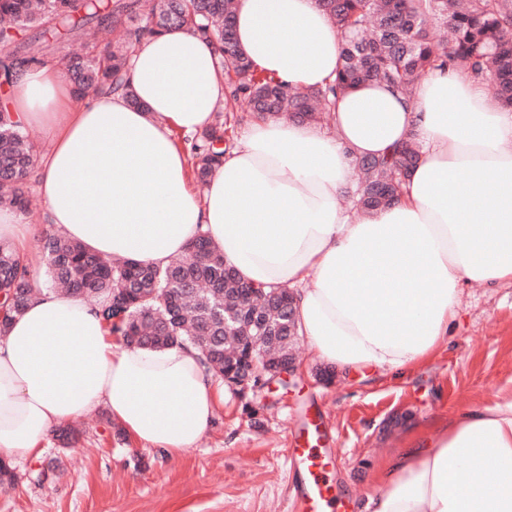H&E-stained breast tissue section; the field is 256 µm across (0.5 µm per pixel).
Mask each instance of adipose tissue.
Returning <instances> with one entry per match:
<instances>
[{
  "label": "adipose tissue",
  "instance_id": "adipose-tissue-1",
  "mask_svg": "<svg viewBox=\"0 0 512 512\" xmlns=\"http://www.w3.org/2000/svg\"><path fill=\"white\" fill-rule=\"evenodd\" d=\"M240 49L295 88L336 78L341 37L318 0H236ZM136 103L72 104L61 70L23 73L8 105L45 122L37 186L51 224L103 256L165 266L206 234L242 280L294 295L299 333L345 373L404 378L440 351L461 286L512 285V110L467 74L435 70L413 99L371 83L340 97L330 129L257 120L207 182L189 185L172 131L225 98L210 46L188 30L137 44ZM415 136L420 159L395 203L346 204L356 162ZM224 391L191 346L124 345L94 306L44 291L0 336V460L38 459L51 432L104 405L133 442L176 457ZM360 512H512V395L416 428Z\"/></svg>",
  "mask_w": 512,
  "mask_h": 512
}]
</instances>
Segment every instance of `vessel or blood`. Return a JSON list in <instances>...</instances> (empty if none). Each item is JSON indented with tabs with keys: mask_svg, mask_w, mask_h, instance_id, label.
Listing matches in <instances>:
<instances>
[{
	"mask_svg": "<svg viewBox=\"0 0 512 512\" xmlns=\"http://www.w3.org/2000/svg\"><path fill=\"white\" fill-rule=\"evenodd\" d=\"M291 455L305 474L302 498L304 512H344L346 503L336 496V490L324 478L329 460L320 449L310 445L292 449Z\"/></svg>",
	"mask_w": 512,
	"mask_h": 512,
	"instance_id": "1",
	"label": "vessel or blood"
}]
</instances>
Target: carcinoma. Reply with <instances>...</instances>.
<instances>
[{
    "mask_svg": "<svg viewBox=\"0 0 512 512\" xmlns=\"http://www.w3.org/2000/svg\"><path fill=\"white\" fill-rule=\"evenodd\" d=\"M342 40L341 68L322 87L298 90L258 72L234 36L235 0H160L152 17L136 22L139 0H0V84L12 86L24 71L52 57L65 69L76 99L120 93L138 105L126 77L122 48L174 30L193 31L212 47L224 71L227 103L258 119L321 123L351 88L378 82L414 97L430 71L462 68L488 85L494 100L512 108V0H319ZM112 30L116 49L99 54L65 51V39L87 24ZM233 126L216 116L185 138L191 173L204 184L222 163ZM420 158L415 137L383 158L358 161L363 174L359 207L369 213L391 205L400 176ZM37 157L20 121L0 110V205L27 207L25 188ZM50 289L90 301L110 334L128 344L197 347L213 374L224 376V359L242 336H254L269 356H286L292 342L266 338L288 332L293 300L288 289H255L266 324L249 319L252 300L236 296L238 275L200 234L187 254L166 266L124 259L115 262L85 249L53 229L42 233ZM0 334L36 298L29 263L0 241Z\"/></svg>",
    "mask_w": 512,
    "mask_h": 512,
    "instance_id": "obj_1",
    "label": "carcinoma"
}]
</instances>
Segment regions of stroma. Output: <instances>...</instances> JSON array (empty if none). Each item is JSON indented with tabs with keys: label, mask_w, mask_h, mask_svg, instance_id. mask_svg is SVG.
Here are the masks:
<instances>
[{
	"label": "stroma",
	"mask_w": 512,
	"mask_h": 512,
	"mask_svg": "<svg viewBox=\"0 0 512 512\" xmlns=\"http://www.w3.org/2000/svg\"><path fill=\"white\" fill-rule=\"evenodd\" d=\"M448 336L447 349L402 382L344 374L298 339L289 381L225 387L210 430L173 459L134 444L93 408L73 447L50 436L39 459L14 461L0 512H301L288 450L314 423L334 452L326 476L337 495L361 502L414 425L512 393L511 285L465 286Z\"/></svg>",
	"instance_id": "stroma-1"
}]
</instances>
